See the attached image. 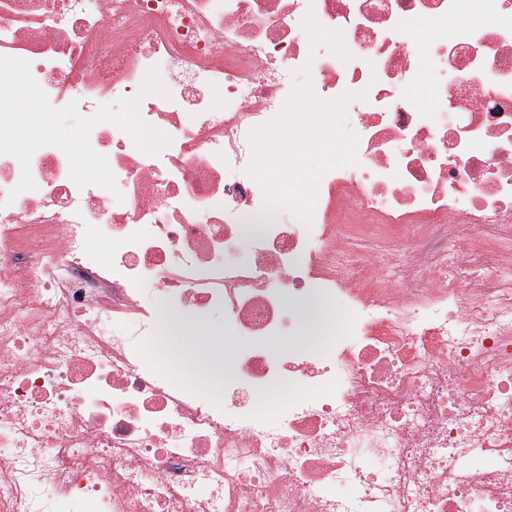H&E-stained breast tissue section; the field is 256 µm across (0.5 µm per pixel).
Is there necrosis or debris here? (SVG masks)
Segmentation results:
<instances>
[{
    "mask_svg": "<svg viewBox=\"0 0 512 512\" xmlns=\"http://www.w3.org/2000/svg\"><path fill=\"white\" fill-rule=\"evenodd\" d=\"M478 1L0 0L53 107L135 97L170 139L95 126L114 193L0 154V512H512V0ZM305 66L358 137L307 224L247 172ZM313 298L345 310L307 350ZM168 307L235 339L223 404L144 354Z\"/></svg>",
    "mask_w": 512,
    "mask_h": 512,
    "instance_id": "1",
    "label": "necrosis or debris"
}]
</instances>
